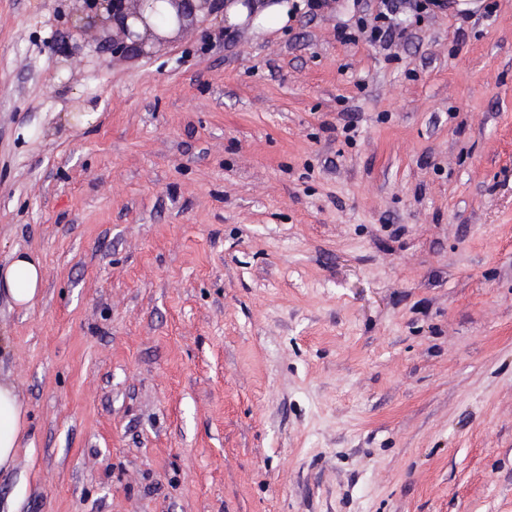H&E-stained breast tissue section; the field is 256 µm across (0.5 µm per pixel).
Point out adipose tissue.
Segmentation results:
<instances>
[{
	"mask_svg": "<svg viewBox=\"0 0 512 512\" xmlns=\"http://www.w3.org/2000/svg\"><path fill=\"white\" fill-rule=\"evenodd\" d=\"M138 16L120 10L112 15V27L127 29L142 49L157 46L159 40L172 39L180 30L177 9L170 0H153L152 6H139ZM293 18L288 0H226L222 19L225 28L250 27L259 33L287 28ZM44 279L40 259L28 252H14L0 268V291L21 308L33 307ZM27 409L16 387L0 382V471L13 467Z\"/></svg>",
	"mask_w": 512,
	"mask_h": 512,
	"instance_id": "adipose-tissue-1",
	"label": "adipose tissue"
}]
</instances>
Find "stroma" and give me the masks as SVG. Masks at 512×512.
I'll return each mask as SVG.
<instances>
[{
    "mask_svg": "<svg viewBox=\"0 0 512 512\" xmlns=\"http://www.w3.org/2000/svg\"><path fill=\"white\" fill-rule=\"evenodd\" d=\"M290 2L101 56L0 0V512H512V0ZM221 19L228 29L248 26L269 33L288 28L293 13L288 0H226ZM383 8L379 9L373 17V23L368 26L366 23L357 25L358 32L365 34L366 38L371 43H391L395 40L396 36H402L403 31H398L393 24H391L392 13L398 8V3L393 0H379ZM43 279L41 260L28 252L15 251L9 264L0 267V288L20 308L35 305ZM27 409L16 387L0 381V471L13 467Z\"/></svg>",
    "mask_w": 512,
    "mask_h": 512,
    "instance_id": "stroma-1",
    "label": "stroma"
}]
</instances>
